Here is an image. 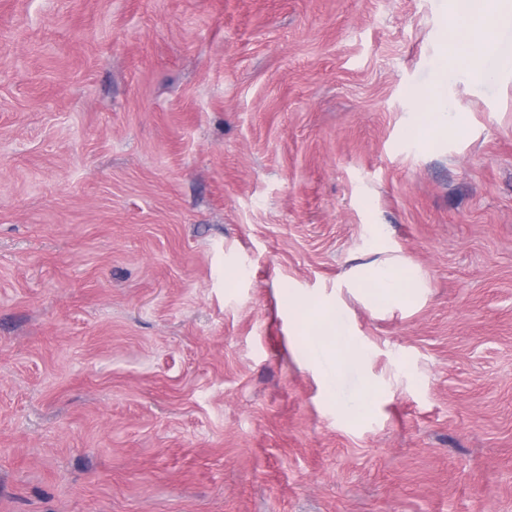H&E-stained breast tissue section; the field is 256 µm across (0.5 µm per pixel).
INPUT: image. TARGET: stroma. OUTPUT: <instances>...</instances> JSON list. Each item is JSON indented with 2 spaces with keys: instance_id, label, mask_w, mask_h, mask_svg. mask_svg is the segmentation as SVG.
I'll list each match as a JSON object with an SVG mask.
<instances>
[{
  "instance_id": "1",
  "label": "stroma",
  "mask_w": 512,
  "mask_h": 512,
  "mask_svg": "<svg viewBox=\"0 0 512 512\" xmlns=\"http://www.w3.org/2000/svg\"><path fill=\"white\" fill-rule=\"evenodd\" d=\"M448 2L0 0V512H512V76L421 139ZM352 285L365 293L376 306H397L412 293L424 288L418 274L404 275V269L395 261L372 264L367 269H359L352 278ZM288 302L299 310V339L316 343L330 360L332 374H326V384L330 394L335 396L341 375L367 363V349L346 328L337 302H312L295 295L289 296Z\"/></svg>"
}]
</instances>
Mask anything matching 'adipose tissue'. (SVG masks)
Segmentation results:
<instances>
[{
    "instance_id": "obj_1",
    "label": "adipose tissue",
    "mask_w": 512,
    "mask_h": 512,
    "mask_svg": "<svg viewBox=\"0 0 512 512\" xmlns=\"http://www.w3.org/2000/svg\"><path fill=\"white\" fill-rule=\"evenodd\" d=\"M491 14L498 15L501 23H511L512 0H477V8L472 12L464 11L458 0H453L448 11V40L466 53V75L469 81L476 84L512 74L511 56H501L497 68L493 70L487 69L483 63L485 48L480 25ZM352 284L378 306L399 305L424 286L418 274H405L403 267L394 261L373 264L356 271ZM289 302L299 311V339L316 343L330 360L332 370L326 384L329 390H336L346 370L366 364V347L348 331L337 304L324 300L310 303L295 295L290 296Z\"/></svg>"
}]
</instances>
